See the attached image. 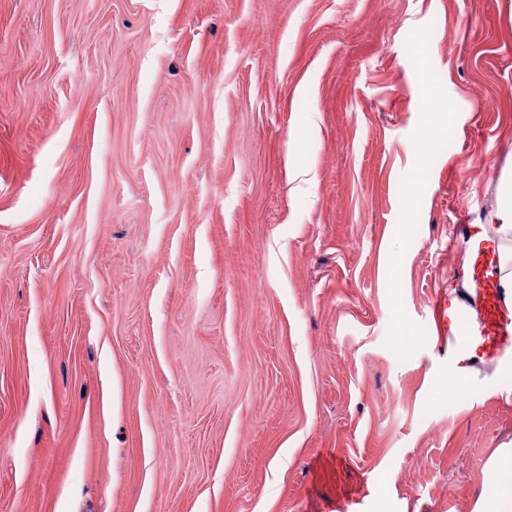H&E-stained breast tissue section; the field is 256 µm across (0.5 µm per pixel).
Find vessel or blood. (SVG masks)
<instances>
[{
  "label": "vessel or blood",
  "mask_w": 512,
  "mask_h": 512,
  "mask_svg": "<svg viewBox=\"0 0 512 512\" xmlns=\"http://www.w3.org/2000/svg\"><path fill=\"white\" fill-rule=\"evenodd\" d=\"M502 255L497 241H481L473 252L474 286L468 307L449 305L448 326L457 331L452 339L458 367L473 362L496 365L512 348V303H507L499 286Z\"/></svg>",
  "instance_id": "vessel-or-blood-1"
}]
</instances>
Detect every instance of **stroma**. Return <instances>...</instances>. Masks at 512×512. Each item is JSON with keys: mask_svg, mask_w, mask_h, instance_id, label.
I'll use <instances>...</instances> for the list:
<instances>
[{"mask_svg": "<svg viewBox=\"0 0 512 512\" xmlns=\"http://www.w3.org/2000/svg\"><path fill=\"white\" fill-rule=\"evenodd\" d=\"M507 181L512 0H0V512H478ZM511 259L508 255L499 278L502 255L498 242L483 240L474 250V288L468 293V301L477 312L476 322L470 310L448 301V342L458 350L454 360L459 368H470L475 362L496 365L512 348V303L505 301V296L512 301V270L506 271ZM452 329L462 337L457 339Z\"/></svg>", "mask_w": 512, "mask_h": 512, "instance_id": "1", "label": "stroma"}]
</instances>
